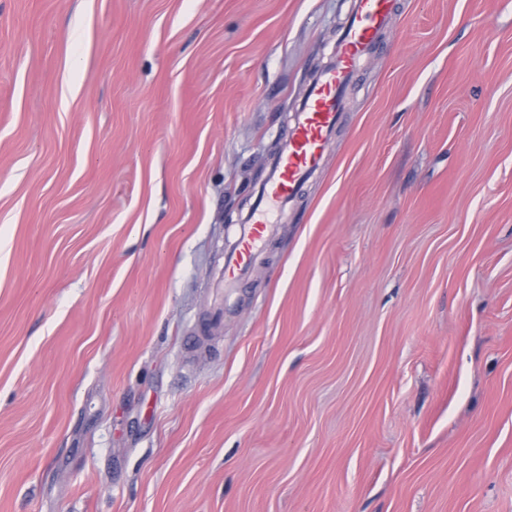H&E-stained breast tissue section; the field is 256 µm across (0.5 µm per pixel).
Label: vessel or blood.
Masks as SVG:
<instances>
[{
    "instance_id": "1",
    "label": "vessel or blood",
    "mask_w": 512,
    "mask_h": 512,
    "mask_svg": "<svg viewBox=\"0 0 512 512\" xmlns=\"http://www.w3.org/2000/svg\"><path fill=\"white\" fill-rule=\"evenodd\" d=\"M392 13L393 0H356L336 43L333 63L310 86L284 147L257 193L256 207L226 257L225 287H237L245 279L253 253L271 230L272 209L289 203L319 167L344 108V92L362 63L372 55Z\"/></svg>"
}]
</instances>
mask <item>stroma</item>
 <instances>
[{
    "label": "stroma",
    "mask_w": 512,
    "mask_h": 512,
    "mask_svg": "<svg viewBox=\"0 0 512 512\" xmlns=\"http://www.w3.org/2000/svg\"><path fill=\"white\" fill-rule=\"evenodd\" d=\"M349 0H0V512H512V0H395L242 288Z\"/></svg>",
    "instance_id": "obj_1"
}]
</instances>
